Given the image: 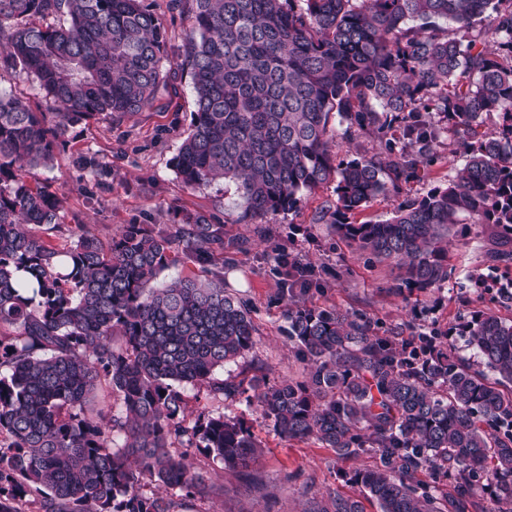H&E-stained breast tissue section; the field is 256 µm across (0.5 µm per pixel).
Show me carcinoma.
I'll return each mask as SVG.
<instances>
[{
  "instance_id": "cac0c4a2",
  "label": "carcinoma",
  "mask_w": 512,
  "mask_h": 512,
  "mask_svg": "<svg viewBox=\"0 0 512 512\" xmlns=\"http://www.w3.org/2000/svg\"><path fill=\"white\" fill-rule=\"evenodd\" d=\"M188 14L177 68L194 92L190 130L171 165L190 190L231 183L241 224L297 212L336 181L326 210L355 249L403 270L393 290L426 293L448 279V236L468 217L512 240V0H170ZM485 35H471L476 21ZM163 23L143 0H0V71L36 80L33 110L0 90V512H180L211 486L172 448H203L248 472L261 444L222 414L187 419L184 391L246 395L278 435L314 439L343 459L372 448L379 464L350 482L380 512H512V323L485 311L460 335L482 368L431 357L363 320L306 304L313 269L274 249L288 339L301 380L214 372L255 345L249 303L196 274L153 286L182 252L200 267L236 250L204 214L170 232L126 224L107 241L59 229L66 196L36 181L74 127L154 106L171 72ZM338 118L339 130L331 125ZM369 135L385 156L337 159L335 137ZM465 148L444 189L379 223L351 216L398 193L442 139ZM79 180L112 165L72 155ZM122 338L120 345L114 337ZM107 379L119 413L96 407ZM447 473L441 501L418 475ZM486 473L476 500L473 483ZM163 492L147 494L146 484ZM315 512H364L329 495Z\"/></svg>"
}]
</instances>
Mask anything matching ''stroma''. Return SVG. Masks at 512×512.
Wrapping results in <instances>:
<instances>
[{
    "mask_svg": "<svg viewBox=\"0 0 512 512\" xmlns=\"http://www.w3.org/2000/svg\"><path fill=\"white\" fill-rule=\"evenodd\" d=\"M193 110L190 77L183 74L174 89L162 90L154 108L119 121L104 117L74 128L54 167L39 170L38 177L67 195L64 229L51 237L61 248L70 246V231L80 224L106 240L126 224H178L186 214L196 212L223 225L225 236L246 238L242 251L230 256L215 251L213 262L204 269L250 301L257 329L253 349L238 362L217 369L215 378L232 379L257 367L272 383L303 376L288 339L281 277L268 258L276 246L314 268L318 284L307 295L308 305L363 317L377 336L415 343L431 333L436 341L448 343L449 353L469 359L473 352L457 327L473 311H490L512 321V302H503L500 291L512 281V262L490 261L488 253L497 244L487 225L468 222L454 227L448 239V281L425 294H396L391 290L395 270L356 252L323 221L325 208L336 199L334 183L316 189L299 212L271 213L255 224L238 223L241 201L233 185L185 189L170 160L187 134ZM86 149L111 162L112 178L106 184L75 180L70 157ZM464 163L461 153L440 143L434 158L420 167L401 193L376 197L354 215V222L389 218L399 202L446 187ZM185 393L191 415L221 413L245 421L262 442L264 454L256 476L250 477L224 470L201 449H188L189 461L207 477L214 492L186 499L182 512H310L331 491L362 498L365 512H377L376 504L363 499L361 488L347 480L353 469L375 467V452L343 460L314 440L280 437L244 399L216 400L207 391L190 387Z\"/></svg>",
    "mask_w": 512,
    "mask_h": 512,
    "instance_id": "35a3bbf8",
    "label": "stroma"
}]
</instances>
